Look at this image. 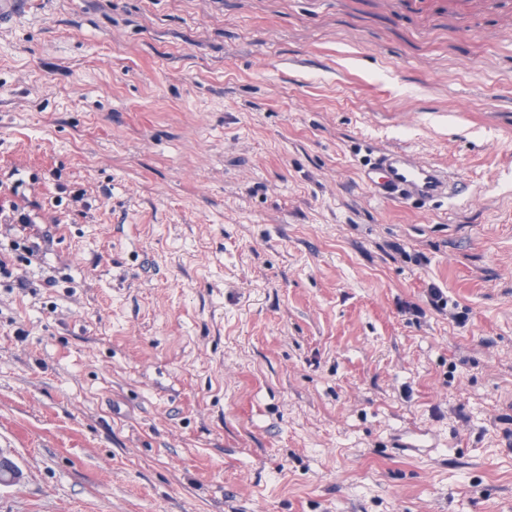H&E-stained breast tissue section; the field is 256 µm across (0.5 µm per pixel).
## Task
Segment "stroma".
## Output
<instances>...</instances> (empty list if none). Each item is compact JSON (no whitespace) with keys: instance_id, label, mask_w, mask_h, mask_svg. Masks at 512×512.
Masks as SVG:
<instances>
[{"instance_id":"obj_1","label":"stroma","mask_w":512,"mask_h":512,"mask_svg":"<svg viewBox=\"0 0 512 512\" xmlns=\"http://www.w3.org/2000/svg\"><path fill=\"white\" fill-rule=\"evenodd\" d=\"M1 259L0 512H512V0H29ZM363 183L380 200L398 199L396 192L421 199L444 194L448 183L430 165L417 164L404 152L387 151L378 165L362 174Z\"/></svg>"}]
</instances>
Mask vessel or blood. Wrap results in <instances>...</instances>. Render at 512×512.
<instances>
[{
    "instance_id": "obj_1",
    "label": "vessel or blood",
    "mask_w": 512,
    "mask_h": 512,
    "mask_svg": "<svg viewBox=\"0 0 512 512\" xmlns=\"http://www.w3.org/2000/svg\"><path fill=\"white\" fill-rule=\"evenodd\" d=\"M362 181L381 200L394 199L399 193L430 200L443 195L447 186L439 171L398 151L385 152L376 167L363 173Z\"/></svg>"
}]
</instances>
